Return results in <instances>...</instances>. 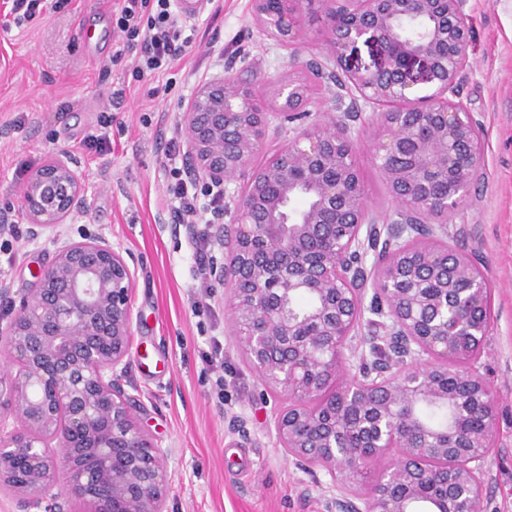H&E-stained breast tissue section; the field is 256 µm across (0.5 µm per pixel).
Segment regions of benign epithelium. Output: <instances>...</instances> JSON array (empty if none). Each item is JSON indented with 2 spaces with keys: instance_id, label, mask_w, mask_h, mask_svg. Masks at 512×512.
I'll use <instances>...</instances> for the list:
<instances>
[{
  "instance_id": "1",
  "label": "benign epithelium",
  "mask_w": 512,
  "mask_h": 512,
  "mask_svg": "<svg viewBox=\"0 0 512 512\" xmlns=\"http://www.w3.org/2000/svg\"><path fill=\"white\" fill-rule=\"evenodd\" d=\"M467 2L254 0L263 30L288 44L304 10L317 7L354 99L392 105L377 113L371 139L398 203L387 228L375 224L350 162L349 127L331 119L288 129L285 144L233 192L229 222L214 234L235 335L262 385L285 402L272 419L280 447L330 478L328 512H484L496 394L477 362L493 284L480 255L444 240L446 221L481 176V126L458 83L471 67ZM359 41L376 44L384 63L348 68L343 51ZM308 101L298 79L280 81L272 104L230 73L204 84L184 113L199 177L227 186L263 150L272 121L294 122ZM21 210L35 237L85 213L67 151L27 180ZM417 241L425 248H407ZM135 280L119 248L85 234L58 247L0 326V490L40 508L63 484L75 512H167L161 451L120 384ZM370 294L378 302H366ZM300 297L311 303L298 306ZM365 324L385 331L369 347L371 362L355 346ZM461 336L476 349L462 351ZM356 357L365 370L343 376ZM423 405L448 407V426L426 424ZM371 470L363 498L356 486Z\"/></svg>"
}]
</instances>
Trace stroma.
Here are the masks:
<instances>
[{
    "label": "stroma",
    "instance_id": "stroma-1",
    "mask_svg": "<svg viewBox=\"0 0 512 512\" xmlns=\"http://www.w3.org/2000/svg\"><path fill=\"white\" fill-rule=\"evenodd\" d=\"M116 0H61L19 28H0V207L21 237L15 259L0 270V325L16 314L13 300L36 272L82 230L120 247L134 264L133 346L123 378L139 424L158 443L170 486L168 512H327L324 473H308L289 460L270 422L281 405L236 344L222 279L210 276L201 306L186 229L171 222L167 192L171 167L188 168L186 152L169 154L168 140L184 135L183 114L196 91L229 72L250 80L266 100L278 81L308 80L310 63L326 72L310 82V121L331 113L346 123L379 224L392 218L390 196L369 146L374 105L338 96L340 69L324 35V16L305 12L300 36L287 45L266 35L253 0H224V11L193 21V49L169 76L168 98L149 99L130 69L135 53L113 65L118 48L112 10ZM466 28L473 66L460 90L482 126L483 176L463 210L448 220V242L478 251L494 283L495 317L477 367L497 393L495 446L486 461L485 512H512V0H469ZM130 84L112 115L102 150L83 139L106 108L113 88ZM68 151L85 183L87 212L30 238L20 209L26 170H37L53 151ZM467 236H458L459 227ZM219 352L224 384L204 358ZM241 417L246 433L231 424Z\"/></svg>",
    "mask_w": 512,
    "mask_h": 512
}]
</instances>
